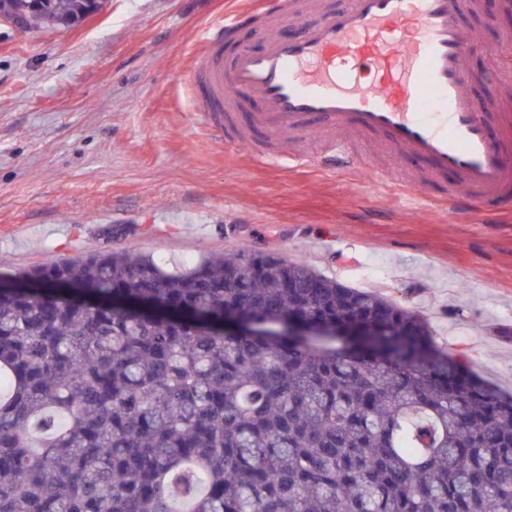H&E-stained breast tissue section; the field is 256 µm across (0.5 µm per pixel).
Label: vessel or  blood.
<instances>
[{"label": "vessel or blood", "mask_w": 512, "mask_h": 512, "mask_svg": "<svg viewBox=\"0 0 512 512\" xmlns=\"http://www.w3.org/2000/svg\"><path fill=\"white\" fill-rule=\"evenodd\" d=\"M260 13L228 11L209 33L190 81L205 100L209 129L243 119L260 133L268 157L356 168L364 157L349 133L382 135L389 150L422 160L414 194L447 174L454 216L512 199V121L488 128L481 97L469 90L468 59L477 42L469 0H347L299 20L305 0H262ZM287 18L292 35L271 29L260 50L224 55V35L263 18ZM331 131L323 155L288 148L292 137Z\"/></svg>", "instance_id": "b4317fda"}]
</instances>
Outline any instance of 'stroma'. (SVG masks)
<instances>
[{
    "label": "stroma",
    "instance_id": "35a3bbf8",
    "mask_svg": "<svg viewBox=\"0 0 512 512\" xmlns=\"http://www.w3.org/2000/svg\"><path fill=\"white\" fill-rule=\"evenodd\" d=\"M252 0H104L70 27H0V273L106 250L198 261L273 252L421 317L512 392V205L453 219L406 198L415 158L362 170L256 161L187 88L205 33ZM495 24H487L488 11ZM469 59L491 133L512 76V5L473 0Z\"/></svg>",
    "mask_w": 512,
    "mask_h": 512
}]
</instances>
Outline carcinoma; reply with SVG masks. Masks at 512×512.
Segmentation results:
<instances>
[{
	"mask_svg": "<svg viewBox=\"0 0 512 512\" xmlns=\"http://www.w3.org/2000/svg\"><path fill=\"white\" fill-rule=\"evenodd\" d=\"M95 8L0 0L30 25ZM8 281L0 512H512V394L376 293L248 249Z\"/></svg>",
	"mask_w": 512,
	"mask_h": 512,
	"instance_id": "1",
	"label": "carcinoma"
}]
</instances>
